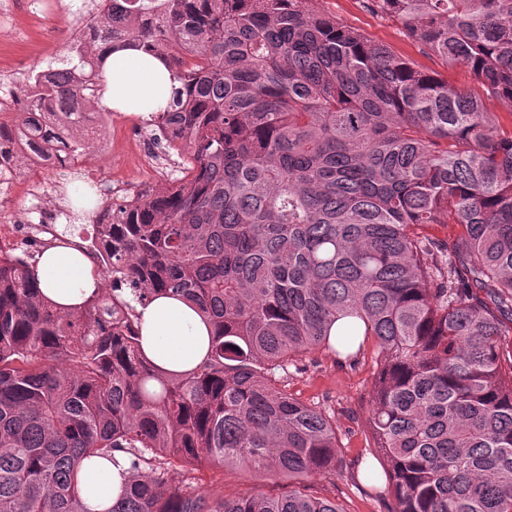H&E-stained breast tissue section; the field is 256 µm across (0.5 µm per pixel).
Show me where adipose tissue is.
<instances>
[{"instance_id": "ef3b65f1", "label": "adipose tissue", "mask_w": 512, "mask_h": 512, "mask_svg": "<svg viewBox=\"0 0 512 512\" xmlns=\"http://www.w3.org/2000/svg\"><path fill=\"white\" fill-rule=\"evenodd\" d=\"M102 59V107L142 116L166 107L173 78L158 57L135 47H108ZM91 268L84 249L64 244L40 254L35 278L40 292L58 310L69 311L98 293L100 282ZM139 321L142 351L166 372L184 374L205 359L212 327L194 305L161 294L140 307ZM129 478L124 455H117L112 463L86 462L82 490L90 512L112 506Z\"/></svg>"}]
</instances>
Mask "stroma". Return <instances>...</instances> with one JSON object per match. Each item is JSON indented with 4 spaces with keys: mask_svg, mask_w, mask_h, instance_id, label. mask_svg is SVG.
<instances>
[{
    "mask_svg": "<svg viewBox=\"0 0 512 512\" xmlns=\"http://www.w3.org/2000/svg\"><path fill=\"white\" fill-rule=\"evenodd\" d=\"M16 20L27 27L16 40H0V86L22 82L32 68L58 65L67 55V43L86 23L95 10L94 0H54L50 10L38 22H31L30 0H12ZM317 11L335 15L351 27L362 31L372 41L389 47L396 55L415 67L437 72L450 85L473 92L479 84L464 68L445 66L423 46L402 34L394 22L382 19L372 10L370 0H313ZM79 169V181L101 190L103 183L121 179L133 192L158 189L166 178H149L139 172L133 153L112 138L111 125H104ZM378 352L366 346L357 365L339 362L323 349L302 355L297 368L288 376V388L303 401L325 408L336 421L340 439L338 455L343 466L336 475L314 480L319 495L336 500L345 512H382L370 494L368 482L355 480L357 466L370 464L373 442L368 430L369 392L376 374ZM193 487L211 494L234 495L263 492L276 495L283 491L282 481L235 470L203 468L195 471Z\"/></svg>",
    "mask_w": 512,
    "mask_h": 512,
    "instance_id": "stroma-1",
    "label": "stroma"
}]
</instances>
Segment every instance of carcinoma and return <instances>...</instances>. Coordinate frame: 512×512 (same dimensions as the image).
I'll return each instance as SVG.
<instances>
[{
	"label": "carcinoma",
	"mask_w": 512,
	"mask_h": 512,
	"mask_svg": "<svg viewBox=\"0 0 512 512\" xmlns=\"http://www.w3.org/2000/svg\"><path fill=\"white\" fill-rule=\"evenodd\" d=\"M312 0H100L52 72L17 88L0 151L75 160L104 115L100 54L138 47L177 86L144 125L177 175L93 219L94 276L62 312L27 252L0 244V512H89L86 458L126 454L107 512H345L308 481L340 468L336 421L288 389L296 358L382 355L366 472L388 512H512V0H372L484 96L414 67ZM457 224L448 239L433 226ZM159 293L212 325L206 359L167 375L136 305ZM288 481L212 497L189 467Z\"/></svg>",
	"instance_id": "carcinoma-1"
}]
</instances>
